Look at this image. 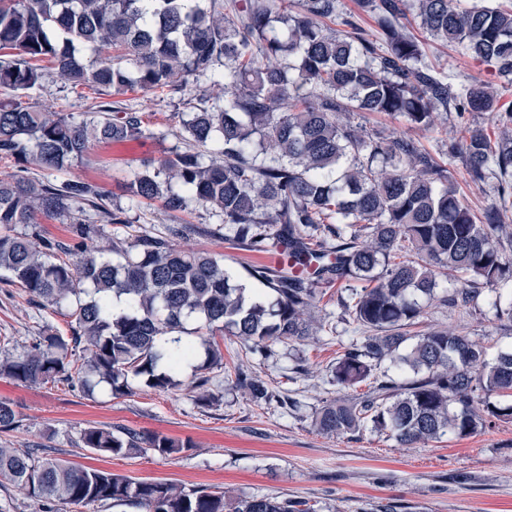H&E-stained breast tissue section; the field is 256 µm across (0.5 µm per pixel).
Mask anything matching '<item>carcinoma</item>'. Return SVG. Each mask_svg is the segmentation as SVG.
Segmentation results:
<instances>
[{
    "mask_svg": "<svg viewBox=\"0 0 512 512\" xmlns=\"http://www.w3.org/2000/svg\"><path fill=\"white\" fill-rule=\"evenodd\" d=\"M338 0H242L224 15V0H0V87L24 92L40 84L50 63L75 85L122 94L183 87L199 76L224 88L181 113L188 143L157 167L124 181L129 207L160 198L172 212L196 202L218 210L235 237L256 252L280 250L303 266L300 275L254 264L251 288L224 267V255L186 252L175 240L199 231L176 224L165 235L144 232L98 250L96 224H73V243L42 240L17 227L73 212L109 210L99 187L58 179L80 163L91 142L136 139L134 112L104 106L75 123L47 108L0 103V157L17 171L0 178V281L40 306L66 310L72 335L43 331L30 345L0 357V377L24 386L77 384L113 396L141 387L167 390L193 369L196 387L224 368L215 332L269 356L273 346L300 343L326 329L313 315L319 289L348 281L337 298L363 335L331 367L341 389L370 383L351 399L322 405L314 426L330 435L371 428L402 447L444 436L466 437L491 418L512 417V404L490 395L512 391V350L488 359L483 343L446 328L411 334L427 305L464 307L485 287L499 319L512 321V240L506 203L481 215L464 201L444 158H460L473 182L495 166L512 190V108L499 106L486 84H457L425 62L421 43L400 17L411 14L436 41L460 46L512 77V8L491 0H359L376 33L353 25L334 32ZM90 49L83 61L77 47ZM276 58L281 66L266 61ZM487 112L493 129L466 128L434 152L386 127L341 120L350 112L401 118L430 130L448 108ZM35 163L46 173L22 175ZM75 257L70 262L58 253ZM450 277V288L440 278ZM90 346L76 357L81 343ZM236 385L252 400L294 407L259 377ZM13 404L0 400V432L19 427ZM80 442L108 456L177 454L190 447L157 433L90 426ZM0 478L30 498L91 505L112 502L142 512H314L281 495L229 496L211 487L177 488L133 480L51 458L43 448L0 447Z\"/></svg>",
    "mask_w": 512,
    "mask_h": 512,
    "instance_id": "1",
    "label": "carcinoma"
}]
</instances>
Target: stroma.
<instances>
[{"label":"stroma","instance_id":"obj_1","mask_svg":"<svg viewBox=\"0 0 512 512\" xmlns=\"http://www.w3.org/2000/svg\"><path fill=\"white\" fill-rule=\"evenodd\" d=\"M414 34L427 62L448 70L459 82L492 85L500 102L512 106V83L499 77L492 65L462 53L456 45L430 39L422 29H415ZM218 93L207 79L186 86L176 75L170 88L155 95L129 91L101 98L89 89L72 87L50 68L40 85L20 98L28 106L53 107L76 123L103 101L141 115V138L93 145L91 166L78 164L69 170L71 177L94 181L107 205L121 206L126 171L158 165L181 146L177 136L180 113L189 111L199 98ZM354 119L369 127L383 124L410 134L431 150L438 141L458 136L464 127L490 125L486 112H449L431 131L409 129L403 120L380 113L358 112ZM448 168L474 211L497 201L496 178L472 183L459 158L449 160ZM126 219L123 226L105 225L93 245L107 247L112 238L129 236L135 230L162 234L172 224H194L202 231L179 239L183 250L220 252L226 268L241 277L248 265L271 261L269 255L250 251L234 238L214 237V230L223 226L221 216L196 203L174 213L160 202L145 203L128 211ZM340 293L337 286L325 289L320 302L333 327L331 333L290 347L276 346L271 357L245 352L236 337L216 335L224 351V370L220 401L211 406L199 402L187 382L169 391L142 389L113 397L100 389L90 395L77 386L25 387L0 378V398L13 402L21 419L19 428L0 433V446L44 445L49 455L66 462L188 489L209 485L235 496L302 498L314 504L317 512H385L389 504L403 506L406 512H512V419H496L470 436H446L415 448L400 447L376 432L336 436L313 426L315 408L343 395L329 382L331 365L353 340L336 302ZM423 326H445L483 340L492 357L512 348V325L495 321L483 298L453 311L428 306ZM49 327L69 333V319L54 308L28 303L19 297L17 286L0 281V336L25 344ZM239 367L259 376L274 393L296 398L299 408L285 409L274 401L254 403L235 384ZM93 425L160 433L190 441L191 446L174 455H99L79 441L80 431Z\"/></svg>","mask_w":512,"mask_h":512}]
</instances>
